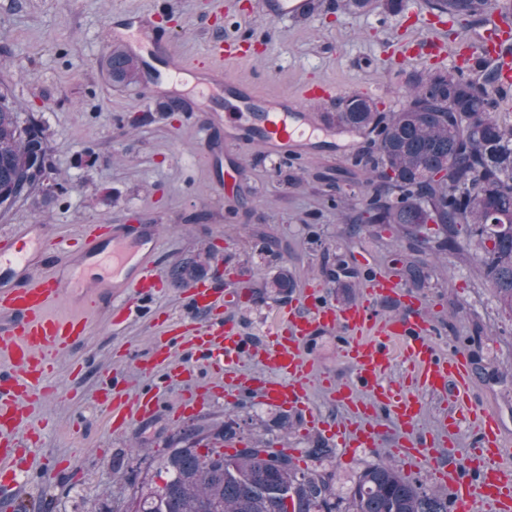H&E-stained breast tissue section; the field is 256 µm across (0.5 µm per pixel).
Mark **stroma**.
<instances>
[{
    "instance_id": "35a3bbf8",
    "label": "stroma",
    "mask_w": 512,
    "mask_h": 512,
    "mask_svg": "<svg viewBox=\"0 0 512 512\" xmlns=\"http://www.w3.org/2000/svg\"><path fill=\"white\" fill-rule=\"evenodd\" d=\"M314 3L308 16L272 21L259 0H224L220 12L214 0H0V88L20 104L23 118L42 128L56 181L52 190L0 211V236L32 224L57 238L81 224H151L158 238L155 271L164 283L152 297L124 301L122 320L97 315L87 342L60 357L54 394L29 408L31 425L41 430L33 457L52 458L60 468L37 469L16 489L0 488V512H112L116 501L132 503L141 482L180 447L188 422L229 423L297 449L302 467L310 463L309 448L324 444L333 450L324 466L347 493L360 471L389 453L390 437L348 454L334 437L306 429L304 414L246 396L225 398L210 360L195 349L179 353L192 369L184 381L141 371L130 359H149L168 326L194 322L233 323L256 343L308 289H321L339 305L352 302L374 278L400 281L399 261L412 256L424 277L416 287L403 283L404 297L422 304L441 350L465 353L474 397L500 417L512 453V317L501 314L492 285L466 256H417L402 226L356 228L340 214L337 195L350 194L356 212L368 197L365 170L355 163L367 148L364 139L340 135L297 160L267 154L258 144L206 138L201 129L213 106L167 111L159 85L118 83L107 68L113 16L154 12L167 19L173 50L183 58L203 57L211 40L252 32L250 57L225 62L224 71L252 82L259 95L292 96L305 83L330 81L337 96L358 92L396 111L427 65L387 62L383 51L435 26L430 0H404L398 13H349L341 0ZM207 246L216 268L234 280L229 286L212 279V288L235 300L194 312L184 289L174 287L172 271L196 262ZM283 268L291 280L286 294L252 292L251 282ZM303 352L315 373L340 383L351 379L337 335L315 337ZM81 361L87 370L74 374ZM117 379L127 380L133 393L158 388L160 397L153 415L119 431L96 400ZM188 397L195 410L184 420L176 411Z\"/></svg>"
}]
</instances>
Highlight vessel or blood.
Returning a JSON list of instances; mask_svg holds the SVG:
<instances>
[{"instance_id": "vessel-or-blood-1", "label": "vessel or blood", "mask_w": 512, "mask_h": 512, "mask_svg": "<svg viewBox=\"0 0 512 512\" xmlns=\"http://www.w3.org/2000/svg\"><path fill=\"white\" fill-rule=\"evenodd\" d=\"M260 7L274 20L308 13L311 3L261 0ZM511 39L492 16L479 36L454 50H447L444 41L432 35L400 44L391 57L431 58L449 52L458 63L473 65L497 56ZM112 41L133 58L146 53L160 57L173 97L190 93L204 99L222 93L234 98L235 111L214 116L227 140L243 145L258 142L269 154L301 158L313 139L331 128L324 115L308 108L310 101L334 99L331 84L307 85L291 97H260L247 83L233 85L221 78L224 60L242 57L251 41L249 34L215 40L204 60L178 63L169 34L159 28L154 14L146 13L113 26ZM155 246L150 224H87L67 248L68 262L57 263L56 275L49 278L40 268L56 262L55 250L39 235L0 240V473L29 472L30 445L38 434L18 435L25 404L53 391L59 356L90 334L97 307L118 297L149 296L162 288V281L153 276ZM398 292L396 282L379 277L368 283L359 302L339 306L326 301L320 290L309 289L301 309L285 311L282 322L257 345L246 344L229 323L200 326L188 334L173 328L156 346L152 366L162 370L172 365L177 375L190 374L175 351L186 345L198 348L210 356L226 396L252 394L277 407L308 412L309 426L323 429L326 421L309 409L313 365L301 347L315 336L337 332L340 355L353 371L351 382L329 392L331 400L348 411L334 429L337 444L348 449L378 447L379 418L388 416L395 433L393 451L405 474L429 470L436 483L448 488L458 512H472L477 502L486 512H512V455L505 448L499 417L473 401L466 357L443 353L432 344L435 326L419 302H409L407 310L395 317L378 312L377 299ZM65 295L77 304L70 314H56L54 308ZM188 298L195 310L210 309L218 302L213 289L202 281L191 287ZM247 356L256 359L257 371L245 367ZM398 362L404 372L400 381L393 382L389 374ZM428 394L448 406L430 433L420 427ZM158 404L155 392L132 396L125 382L114 383L108 406L112 430L153 414ZM465 426L472 430L466 459L441 462V448L453 446Z\"/></svg>"}]
</instances>
